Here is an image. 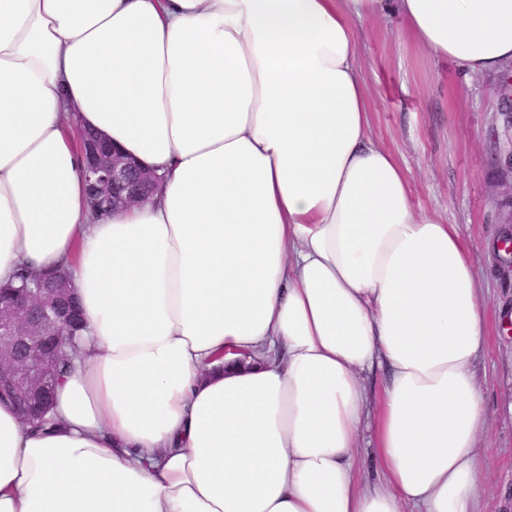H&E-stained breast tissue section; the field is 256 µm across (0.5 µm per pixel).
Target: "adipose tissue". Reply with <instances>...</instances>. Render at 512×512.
I'll use <instances>...</instances> for the list:
<instances>
[{
  "instance_id": "obj_1",
  "label": "adipose tissue",
  "mask_w": 512,
  "mask_h": 512,
  "mask_svg": "<svg viewBox=\"0 0 512 512\" xmlns=\"http://www.w3.org/2000/svg\"><path fill=\"white\" fill-rule=\"evenodd\" d=\"M383 2L0 0V284L66 266L84 325L53 428L0 397V512H479L481 282L373 136ZM393 2L512 63V0ZM79 127L158 189L92 213Z\"/></svg>"
}]
</instances>
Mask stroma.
I'll return each instance as SVG.
<instances>
[{"instance_id":"obj_1","label":"stroma","mask_w":512,"mask_h":512,"mask_svg":"<svg viewBox=\"0 0 512 512\" xmlns=\"http://www.w3.org/2000/svg\"><path fill=\"white\" fill-rule=\"evenodd\" d=\"M358 61L379 140L407 168L416 209L455 224L472 248L491 323L474 372L485 398L488 450L481 512H512V260L495 244L512 218V172L498 162L512 139L493 76H466L401 34L397 16L359 21Z\"/></svg>"}]
</instances>
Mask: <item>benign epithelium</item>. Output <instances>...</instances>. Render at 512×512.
Returning a JSON list of instances; mask_svg holds the SVG:
<instances>
[{
  "label": "benign epithelium",
  "mask_w": 512,
  "mask_h": 512,
  "mask_svg": "<svg viewBox=\"0 0 512 512\" xmlns=\"http://www.w3.org/2000/svg\"><path fill=\"white\" fill-rule=\"evenodd\" d=\"M79 140L93 210L127 207L158 187L159 177L101 139L81 132ZM78 320L64 272L54 280L35 273L29 283L0 291V392L16 399L24 416L39 415L50 406L59 354L57 327Z\"/></svg>",
  "instance_id": "1"
}]
</instances>
